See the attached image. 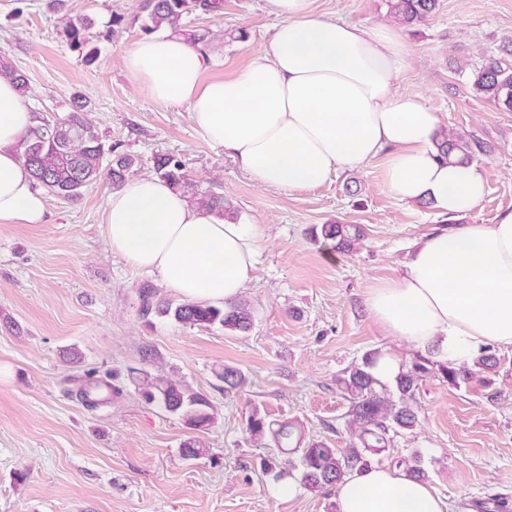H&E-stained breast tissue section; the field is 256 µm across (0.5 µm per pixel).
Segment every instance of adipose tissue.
<instances>
[{
  "instance_id": "1",
  "label": "adipose tissue",
  "mask_w": 512,
  "mask_h": 512,
  "mask_svg": "<svg viewBox=\"0 0 512 512\" xmlns=\"http://www.w3.org/2000/svg\"><path fill=\"white\" fill-rule=\"evenodd\" d=\"M266 3L274 32L233 77L203 81L207 52L169 34L135 42L126 68L155 103L185 106L205 140L262 185L316 188L378 160L400 201L451 217L477 207L486 190L481 169L441 159L436 112L393 88L409 66L398 28L325 17L313 0ZM37 123L14 82L0 77V224L46 221V198L18 150ZM103 232L112 252L157 272L184 299L227 304L254 279L265 240L262 225L225 220L151 174L113 189ZM365 304L385 335L440 362L470 364L512 347V211L423 237L402 272L370 288ZM336 506L446 512L425 481L378 465L346 477Z\"/></svg>"
}]
</instances>
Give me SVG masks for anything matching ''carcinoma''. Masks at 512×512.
Returning a JSON list of instances; mask_svg holds the SVG:
<instances>
[{"mask_svg":"<svg viewBox=\"0 0 512 512\" xmlns=\"http://www.w3.org/2000/svg\"><path fill=\"white\" fill-rule=\"evenodd\" d=\"M393 13L405 23L423 20L436 8V0H390ZM207 11L220 7L218 0H141L140 14L144 16L142 29L148 34L165 29L179 32L183 17L197 8ZM125 16H111L106 29L93 31L94 23L85 15H74L68 19L63 35L69 46L81 54L86 63L95 60L98 47L96 42L109 40L117 32ZM0 75L12 79L20 94L27 91L25 77L12 65L0 60ZM473 85L476 90L512 109V64L491 59L475 71ZM441 154L449 157L454 151L461 159L471 161L475 151L481 149L476 141H470L460 134L442 136L438 142ZM20 156L30 170L35 184L51 195L78 200L84 188L100 179H108L117 188L123 185L125 174L136 163V158L127 153H117L107 147L88 118L86 104L75 97L68 112L61 118L50 120L40 118V124L25 134L19 143ZM156 174L167 180L182 192L193 191V184L184 171L181 161L171 156H160L154 162ZM321 236L335 242L338 250L348 251L361 239L360 227L354 224H324ZM142 313H156L189 326L210 327L219 324L230 331L245 332L253 324L251 309L239 302L219 306L203 301L172 303L156 299V293L145 288L139 293ZM379 353L365 354L361 361L345 369V375L338 379L348 394V428L359 439L360 447L333 448L323 441H314L306 448H300L301 441H292L297 427L288 421L270 420L259 410H252L246 420L247 432L251 439L266 447L281 449V452H300L297 461H288V467H280L276 458L264 461L268 471L278 470L277 480L287 477L302 486L326 496L336 494V487L345 477L371 466L366 453L378 454L386 448L388 435L401 430L413 429L417 413L413 400L419 384L430 375H437L448 385L459 388L469 384L475 377L467 365L441 363L424 355L417 356L411 367L402 371L395 380V391H390L379 381L373 368ZM224 382V391L231 392L246 384L245 374L237 367L226 365L217 373ZM112 392V383L103 378L88 377L78 390L82 402L97 407L108 402L111 396H98L102 390ZM142 397L165 412L180 417L193 429H204L214 421L211 404L207 397L189 385L164 376L145 375ZM295 448L288 449L290 444ZM421 455L413 453L409 459H400L398 466L404 467L407 475L425 478L420 466Z\"/></svg>","mask_w":512,"mask_h":512,"instance_id":"obj_1","label":"carcinoma"}]
</instances>
